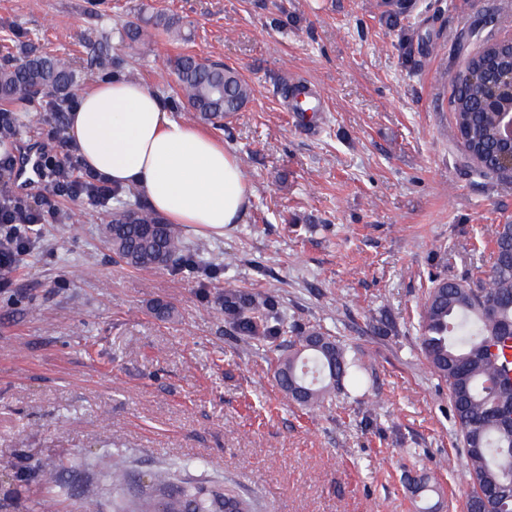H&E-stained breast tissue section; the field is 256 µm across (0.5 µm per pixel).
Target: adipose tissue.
Wrapping results in <instances>:
<instances>
[{
  "instance_id": "1",
  "label": "adipose tissue",
  "mask_w": 512,
  "mask_h": 512,
  "mask_svg": "<svg viewBox=\"0 0 512 512\" xmlns=\"http://www.w3.org/2000/svg\"><path fill=\"white\" fill-rule=\"evenodd\" d=\"M76 156L114 187L140 189L170 223L223 235L250 191L223 141L172 118L159 96L121 77L82 93L67 128Z\"/></svg>"
}]
</instances>
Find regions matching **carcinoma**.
<instances>
[{
    "mask_svg": "<svg viewBox=\"0 0 512 512\" xmlns=\"http://www.w3.org/2000/svg\"><path fill=\"white\" fill-rule=\"evenodd\" d=\"M172 68L188 111L217 119L240 111L252 89L237 72L194 54L175 57ZM512 71V45L491 43L471 57L454 81L451 104L464 157L480 175L512 178L502 169L504 149L498 140L495 105L512 101L509 94L490 97L500 76ZM70 61L53 56L29 59L21 66H0V101L25 96L24 88L39 86L61 94L76 83ZM104 237L112 252L134 269L148 270L182 264L201 252L190 247L179 228L148 208L113 212ZM488 269L475 287L466 281L440 282L422 303L421 347L433 372L448 383L455 421L462 437L470 478L467 512H512V363L504 350L512 344V223L493 230ZM268 298L245 296L224 289V319L253 336L278 333L258 328L252 320L270 311ZM366 368L359 358L330 336L312 327L288 340V350L275 358V377L289 401L303 407L321 405L345 386L365 384ZM105 469L119 493L117 512H255L257 503L233 482H203L180 478L170 471L152 475L151 484L126 493L128 462L114 453ZM436 485L420 479L415 494L420 512H435L430 504Z\"/></svg>",
    "mask_w": 512,
    "mask_h": 512,
    "instance_id": "obj_1",
    "label": "carcinoma"
}]
</instances>
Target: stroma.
<instances>
[{
	"label": "stroma",
	"mask_w": 512,
	"mask_h": 512,
	"mask_svg": "<svg viewBox=\"0 0 512 512\" xmlns=\"http://www.w3.org/2000/svg\"><path fill=\"white\" fill-rule=\"evenodd\" d=\"M173 15L182 39L153 21ZM139 24L140 42L121 37ZM512 37V0H0V64L73 60L78 97L121 75L173 117L224 141L251 188L223 236L183 229L213 275L136 270L102 234L111 211L63 199L38 247L0 290V512H112L98 461L126 455L130 479L179 469L228 478L259 512H419L411 479L438 487V512H465L466 459L447 384L421 351L433 278L477 281L490 229L512 222V180L464 166L452 84L486 40ZM189 52L253 88L206 120L175 91ZM326 98L293 112L284 80ZM52 95L8 103L7 148L67 136L42 115ZM271 296L283 335L315 326L368 367L365 391L303 409L273 375L283 336L224 318V287ZM382 330H375V323ZM81 467L70 468L74 457ZM60 486L47 490L41 469Z\"/></svg>",
	"instance_id": "1"
}]
</instances>
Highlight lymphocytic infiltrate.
Returning a JSON list of instances; mask_svg holds the SVG:
<instances>
[{
    "mask_svg": "<svg viewBox=\"0 0 512 512\" xmlns=\"http://www.w3.org/2000/svg\"><path fill=\"white\" fill-rule=\"evenodd\" d=\"M15 165L14 157H0V288L9 287V272L34 245V227L44 223L47 213L56 212L58 199H82L104 207L115 195L107 179L52 144L44 145L39 156V177L49 185V194L28 198L13 193L9 183Z\"/></svg>",
    "mask_w": 512,
    "mask_h": 512,
    "instance_id": "f902f5d3",
    "label": "lymphocytic infiltrate"
}]
</instances>
